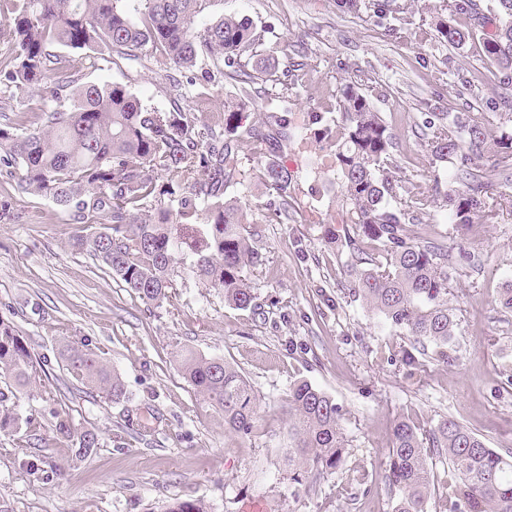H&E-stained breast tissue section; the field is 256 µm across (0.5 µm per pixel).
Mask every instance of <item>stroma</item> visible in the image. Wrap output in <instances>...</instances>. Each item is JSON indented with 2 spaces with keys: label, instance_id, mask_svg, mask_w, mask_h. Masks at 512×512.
<instances>
[{
  "label": "stroma",
  "instance_id": "obj_1",
  "mask_svg": "<svg viewBox=\"0 0 512 512\" xmlns=\"http://www.w3.org/2000/svg\"><path fill=\"white\" fill-rule=\"evenodd\" d=\"M452 0H391L386 18L342 12L336 0H211L200 23L236 14L273 54L275 70L256 81L264 102L288 107L304 153L289 156L298 185L294 222L265 218L271 192L257 181L239 194L252 202L262 266L250 278L255 305L240 310L203 282L178 273L161 304H148L89 252L72 242L83 231L51 201L0 182L12 210L0 220V318L11 321L39 362L38 396L20 395V430L0 433V512H166L176 501L207 512H392L386 475L392 426L405 417L420 429L434 476L428 512H448L452 474L432 433L453 419L488 447L512 452V313L499 291L512 280V212L474 223L457 237L444 212L424 217L423 234L444 241L453 260L448 306L456 327L437 360L428 345L406 361L412 340L385 326L351 295L345 245L325 242L324 224L345 216L341 188L324 172L327 150L310 141V115L334 99L342 80L363 84L399 145L406 178L447 188L414 135L426 112H471L497 131L507 91L479 43L448 47L436 17ZM87 81L128 85L165 112L163 84L139 65L69 55ZM89 345L121 378L113 402L87 389L62 365V344ZM194 351L223 359L249 383L258 421L242 437L224 427L179 370ZM300 381L339 406L345 462L334 474L288 478V396ZM75 428H96L101 444L76 458L56 434L55 412Z\"/></svg>",
  "mask_w": 512,
  "mask_h": 512
}]
</instances>
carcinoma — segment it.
Listing matches in <instances>:
<instances>
[{"label": "carcinoma", "instance_id": "cac0c4a2", "mask_svg": "<svg viewBox=\"0 0 512 512\" xmlns=\"http://www.w3.org/2000/svg\"><path fill=\"white\" fill-rule=\"evenodd\" d=\"M211 0H0V41L12 49L0 65V177L18 181L67 212L89 232L77 246L101 259L139 298L160 304L174 287L176 255L190 272L239 309L253 307L248 270L262 264L249 203L227 195L241 183L240 145L254 155L253 175L276 194L270 221L286 224L295 202L288 149L294 143L288 111L258 105L254 72L275 65L254 54L258 37L245 16L223 15L203 29L195 21ZM452 12L475 25L462 28L439 17L437 33L461 50L483 32L481 50L503 81L512 79V0H453ZM106 51L159 76L171 109L147 106L122 83L83 82L62 51ZM237 83L224 113L202 120L189 102L224 77ZM38 98L35 120L11 104L15 94ZM337 121L313 115V135L328 144L329 168L341 186L348 218L323 225L330 243L344 240L355 271L352 290L371 312L421 347L446 346L455 320L448 308V247L417 231L433 208L448 214L459 236L480 217L493 220L488 200L494 183L512 182V167L481 169L484 155H512V116L493 134L469 112H433L419 123L418 138L433 164L451 169L448 189L434 196L418 182L399 179L395 139L365 89L349 81L336 94ZM262 109L257 121L250 109ZM66 370L117 402L125 397L116 372L89 348L70 346ZM37 361L14 325L0 318V432L19 427L18 396L36 385ZM180 371L202 399L224 416L225 429L247 436L256 422L252 390L220 358L189 352ZM57 434L84 457L100 444L93 428L75 430L56 414ZM289 479L337 472L345 436L339 408L307 382L288 400ZM433 446L452 468L450 512H512V453L486 446L479 435L446 419ZM388 483L393 512H428L433 476L423 440L406 418L392 427Z\"/></svg>", "mask_w": 512, "mask_h": 512}]
</instances>
